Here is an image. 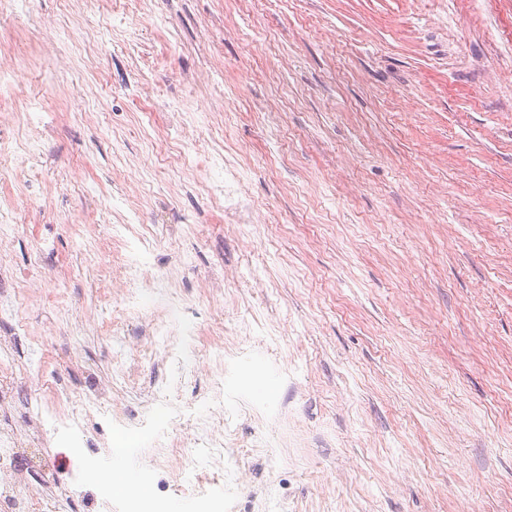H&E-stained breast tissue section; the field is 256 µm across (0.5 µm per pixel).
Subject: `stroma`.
I'll return each instance as SVG.
<instances>
[{
    "label": "stroma",
    "instance_id": "obj_1",
    "mask_svg": "<svg viewBox=\"0 0 512 512\" xmlns=\"http://www.w3.org/2000/svg\"><path fill=\"white\" fill-rule=\"evenodd\" d=\"M0 410L20 432L66 376L113 411L125 380L100 331L113 197L202 326L182 407L212 389L210 343L248 350L290 409L224 393L239 449L231 512H512V0H141L127 22L78 0L0 15ZM199 119L184 147L162 102ZM244 169L253 226L224 221L204 170ZM224 293H213L214 277Z\"/></svg>",
    "mask_w": 512,
    "mask_h": 512
}]
</instances>
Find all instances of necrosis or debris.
<instances>
[{
  "instance_id": "necrosis-or-debris-1",
  "label": "necrosis or debris",
  "mask_w": 512,
  "mask_h": 512,
  "mask_svg": "<svg viewBox=\"0 0 512 512\" xmlns=\"http://www.w3.org/2000/svg\"><path fill=\"white\" fill-rule=\"evenodd\" d=\"M212 168L211 191L221 198L222 209L245 215L250 202L242 194L235 173L224 171L217 161ZM112 233L125 241L119 264L129 284L115 305L116 312L148 320L145 348L160 352L178 379L188 378L197 354V323L188 308L165 291L167 275L152 265L143 238L131 234L125 224L113 226ZM225 369V363H218L213 374L214 395L176 413L171 410L173 385L157 383L150 401L138 408L134 419L110 422L105 438L90 433L80 417L63 413L56 403L38 408L27 419L26 439L0 440V512H41L46 505L57 510L89 484L101 489L102 512H170L169 499L150 491V466H141L140 486L135 490L114 481L113 474L144 449L155 447L159 440L175 438L187 426L193 429L194 437L183 453L179 481L196 488L191 512H225L223 486L198 484L201 471L223 467L236 456L235 449L224 445ZM47 442L69 451L65 481L55 483L46 476L39 447ZM105 457L110 458L111 467H103Z\"/></svg>"
}]
</instances>
